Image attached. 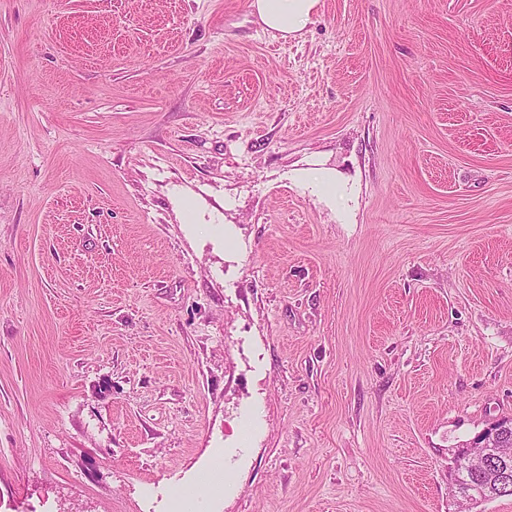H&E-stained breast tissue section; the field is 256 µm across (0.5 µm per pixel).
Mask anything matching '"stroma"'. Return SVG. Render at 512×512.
I'll return each instance as SVG.
<instances>
[{"label":"stroma","instance_id":"stroma-1","mask_svg":"<svg viewBox=\"0 0 512 512\" xmlns=\"http://www.w3.org/2000/svg\"><path fill=\"white\" fill-rule=\"evenodd\" d=\"M0 0V512H455L512 418V0ZM320 0H253L255 22L264 30L276 32L283 39L303 37ZM499 421L487 427L482 433L486 434L482 441L473 442L471 448H465L461 452L460 461L458 466L461 470L470 471L474 470L477 463L486 457H490L493 461H497L499 466L503 464L506 468H510V460L502 458L497 453L499 445ZM461 480L457 481V489L462 494L470 493L476 489H480L484 493L481 498L483 502L495 500L502 497H512V460L511 468L508 476V487L504 489L500 484V474L498 473L497 463H490L486 466L479 468L473 473H464L460 475ZM500 491L504 493L510 492L505 495L499 494Z\"/></svg>","mask_w":512,"mask_h":512}]
</instances>
